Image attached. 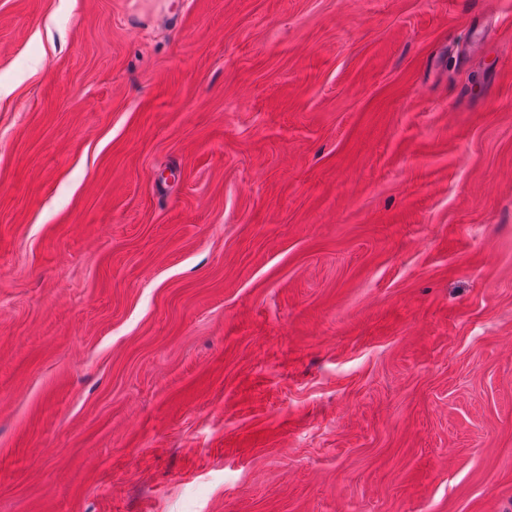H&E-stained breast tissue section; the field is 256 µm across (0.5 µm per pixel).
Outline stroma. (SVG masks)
<instances>
[{
    "label": "stroma",
    "instance_id": "1",
    "mask_svg": "<svg viewBox=\"0 0 512 512\" xmlns=\"http://www.w3.org/2000/svg\"><path fill=\"white\" fill-rule=\"evenodd\" d=\"M0 512H512V0H0Z\"/></svg>",
    "mask_w": 512,
    "mask_h": 512
}]
</instances>
